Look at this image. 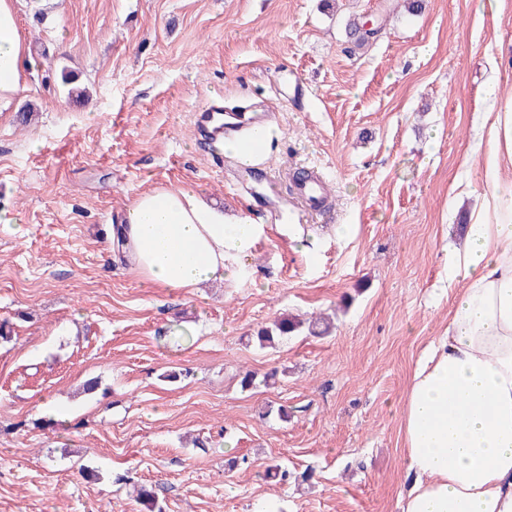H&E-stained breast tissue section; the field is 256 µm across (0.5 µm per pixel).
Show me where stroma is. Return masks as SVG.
<instances>
[{
	"label": "stroma",
	"instance_id": "35a3bbf8",
	"mask_svg": "<svg viewBox=\"0 0 512 512\" xmlns=\"http://www.w3.org/2000/svg\"><path fill=\"white\" fill-rule=\"evenodd\" d=\"M17 9L33 64L0 104V512H143L144 485L164 512H400L402 402L481 206L485 88L512 96V0ZM216 96L276 128L246 192L193 132ZM293 171L323 177L332 205L306 209ZM179 187L260 226L240 278L190 294L113 262L136 196ZM283 314L333 328L259 348ZM247 371L276 379L244 390Z\"/></svg>",
	"mask_w": 512,
	"mask_h": 512
}]
</instances>
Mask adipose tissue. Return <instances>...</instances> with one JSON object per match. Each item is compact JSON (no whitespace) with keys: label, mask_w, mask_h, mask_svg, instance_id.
<instances>
[{"label":"adipose tissue","mask_w":512,"mask_h":512,"mask_svg":"<svg viewBox=\"0 0 512 512\" xmlns=\"http://www.w3.org/2000/svg\"><path fill=\"white\" fill-rule=\"evenodd\" d=\"M30 60L14 0H0V100L16 95ZM482 205L453 258L463 281L448 326L413 369L401 433L413 485L400 512H512V97L483 114ZM252 224H228L188 188L139 194L112 230L119 263L170 290L233 278Z\"/></svg>","instance_id":"obj_1"}]
</instances>
